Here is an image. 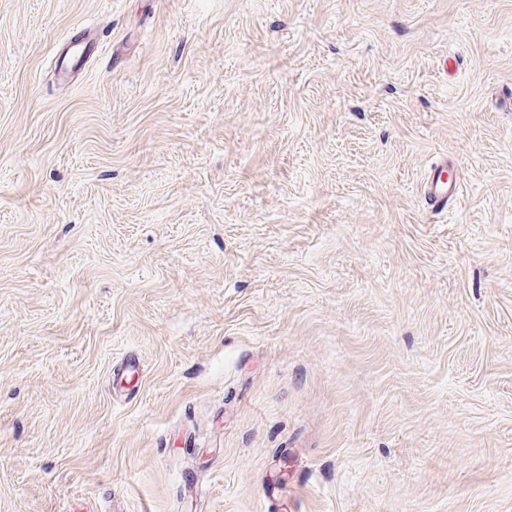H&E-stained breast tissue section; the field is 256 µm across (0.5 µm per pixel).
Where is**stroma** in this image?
Listing matches in <instances>:
<instances>
[{
	"mask_svg": "<svg viewBox=\"0 0 512 512\" xmlns=\"http://www.w3.org/2000/svg\"><path fill=\"white\" fill-rule=\"evenodd\" d=\"M511 93L512 0H0V512H512ZM448 170V164L445 162L441 171L430 175L423 188V196L426 202L432 208L440 211L448 206L461 190V183L458 179L452 180L447 177L442 179V174Z\"/></svg>",
	"mask_w": 512,
	"mask_h": 512,
	"instance_id": "stroma-1",
	"label": "stroma"
}]
</instances>
